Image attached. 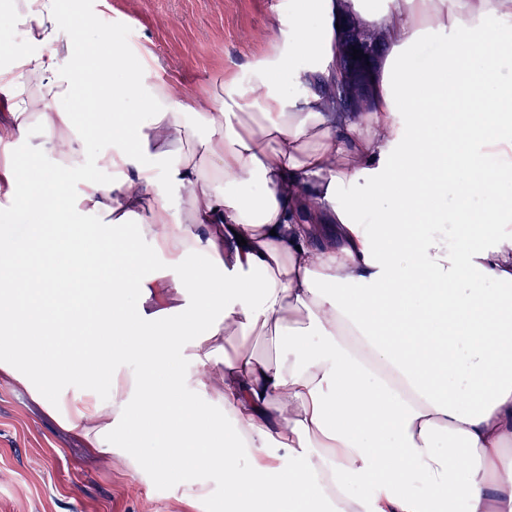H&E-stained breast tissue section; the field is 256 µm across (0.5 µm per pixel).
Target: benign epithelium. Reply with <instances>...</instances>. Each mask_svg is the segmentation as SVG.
Returning <instances> with one entry per match:
<instances>
[{"label":"benign epithelium","mask_w":512,"mask_h":512,"mask_svg":"<svg viewBox=\"0 0 512 512\" xmlns=\"http://www.w3.org/2000/svg\"><path fill=\"white\" fill-rule=\"evenodd\" d=\"M339 58L340 68L333 86L336 105L342 112H365L371 103L372 89L360 86L355 80L352 68L360 63L373 68L375 62L386 50V37L380 28H367L358 15L347 9L340 17ZM359 50L360 57L353 58V50Z\"/></svg>","instance_id":"obj_1"}]
</instances>
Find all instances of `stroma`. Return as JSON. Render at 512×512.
Here are the masks:
<instances>
[{
  "label": "stroma",
  "instance_id": "obj_1",
  "mask_svg": "<svg viewBox=\"0 0 512 512\" xmlns=\"http://www.w3.org/2000/svg\"><path fill=\"white\" fill-rule=\"evenodd\" d=\"M89 34L107 30V46L134 69L142 52L157 58L159 75L178 92H220L227 76L248 85L266 52L270 25L288 14L285 0H63ZM123 447L90 453L27 387L0 378V512H219L224 477L187 471L169 479L136 472Z\"/></svg>",
  "mask_w": 512,
  "mask_h": 512
}]
</instances>
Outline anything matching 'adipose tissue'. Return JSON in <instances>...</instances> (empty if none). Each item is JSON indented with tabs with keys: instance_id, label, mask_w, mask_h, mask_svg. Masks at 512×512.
Listing matches in <instances>:
<instances>
[{
	"instance_id": "1",
	"label": "adipose tissue",
	"mask_w": 512,
	"mask_h": 512,
	"mask_svg": "<svg viewBox=\"0 0 512 512\" xmlns=\"http://www.w3.org/2000/svg\"><path fill=\"white\" fill-rule=\"evenodd\" d=\"M0 4L23 28L0 52V197L32 203L26 248L46 258L20 280L0 257V375L91 453L108 454L114 436L154 443L144 464L158 478L223 471L224 512H305L310 499L329 512H452L458 500L512 512V207L498 197L512 180V79L499 71L512 61V0H351L386 27L389 49L371 111L341 117L319 92L336 78L340 0H296L249 84L225 81L206 102L173 93L150 63L113 81L118 48L88 66L84 22L62 0ZM428 35L446 48L420 71L408 58ZM295 57L314 73L287 67ZM291 80L305 92L287 93ZM84 85L101 86L95 109L112 119L94 151ZM34 129L39 151L19 160ZM91 167L116 178L77 190ZM352 185L374 223L342 200ZM136 237L174 276L143 273ZM269 327L288 358L247 349ZM230 329L242 343L215 361ZM311 335L320 347L299 354ZM177 346L205 376L158 378Z\"/></svg>"
}]
</instances>
